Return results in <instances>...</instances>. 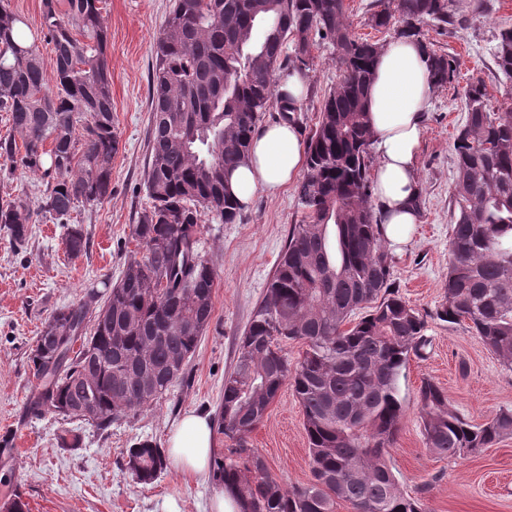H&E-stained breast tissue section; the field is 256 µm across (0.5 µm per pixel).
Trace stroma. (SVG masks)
<instances>
[{"mask_svg":"<svg viewBox=\"0 0 512 512\" xmlns=\"http://www.w3.org/2000/svg\"><path fill=\"white\" fill-rule=\"evenodd\" d=\"M459 24L423 27L439 52L453 56L451 87L434 92L417 157L421 187L418 224L408 243L392 251L395 291L425 319L427 343L400 378L405 416L391 450L401 490L421 497L429 512H512V438L475 454L440 457L425 445L418 390L429 379L444 388L456 410L479 424L499 408L512 407V370L486 347L467 323L440 321L436 311L448 279L450 196L455 178L453 142L466 122L464 89L483 80L491 111L504 108L512 81L498 71L493 52L502 27H512V0H458ZM112 113L120 150L112 162V194L96 207H78L70 222L81 225L87 250L72 258L65 226L40 217L24 245L0 226V436L14 440L16 455H0V497L21 495L28 512H209L220 488L212 475H190L175 466L154 483H136L125 451L148 439L166 448L184 412L217 416L224 375L237 358V344L261 300L290 225L300 223L296 187L277 196L259 192L236 223L205 214L200 250L216 272L214 314L191 356L185 375L151 406L101 429L30 411L37 381L30 356L43 323L56 310L105 292L137 252L132 228L149 204L144 178L149 157L150 86L156 43L169 0H103ZM309 93L293 118L309 133L322 100L342 75L330 47L312 50ZM41 179L0 161V196L24 195L38 205ZM249 443L284 486L310 478L307 437L299 402L282 386Z\"/></svg>","mask_w":512,"mask_h":512,"instance_id":"obj_1","label":"stroma"}]
</instances>
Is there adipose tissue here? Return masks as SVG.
Instances as JSON below:
<instances>
[{"instance_id":"1","label":"adipose tissue","mask_w":512,"mask_h":512,"mask_svg":"<svg viewBox=\"0 0 512 512\" xmlns=\"http://www.w3.org/2000/svg\"><path fill=\"white\" fill-rule=\"evenodd\" d=\"M432 83L423 46L410 37L389 43L375 64L368 93L372 146L378 156L374 202L384 238L391 246L406 244L419 214L417 156ZM305 148L294 124L286 121L259 128L246 159L229 172L232 193L248 205L257 192L277 195L299 177ZM213 428L208 414L191 410L174 426L169 457L181 471L206 474L211 466Z\"/></svg>"}]
</instances>
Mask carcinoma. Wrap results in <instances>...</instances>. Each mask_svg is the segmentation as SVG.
I'll use <instances>...</instances> for the list:
<instances>
[{"label": "carcinoma", "mask_w": 512, "mask_h": 512, "mask_svg": "<svg viewBox=\"0 0 512 512\" xmlns=\"http://www.w3.org/2000/svg\"><path fill=\"white\" fill-rule=\"evenodd\" d=\"M101 2L43 0L34 33L0 0V112L13 131L0 138V159L39 176L40 211L58 222L112 193L119 137ZM376 2L373 25L399 20L396 35L423 45L433 88L450 86L455 60L431 47L422 26L454 24L456 0ZM40 36L53 45L49 59L38 52ZM317 39L332 47L343 74L306 140L297 185L305 219L291 225L224 375L218 428L230 444L220 482L235 491L242 512H336L340 501L354 512H427L400 490L390 462L405 415L399 379L426 338L423 316L392 287V258L370 201L365 95L382 45L352 34L344 0H172L152 65L150 206L133 228L142 256L127 262L104 301L93 293L48 318L31 357L38 384L29 406L73 419L88 381L97 392L93 424L108 428L183 378L213 316L214 270L198 248L202 215L237 221L228 170L245 159L265 113L290 121L302 111L279 98L277 74L309 71ZM494 59L511 79V27L499 30ZM465 106L453 143L454 224L437 316L468 323L512 369V107L489 111L480 80L467 87ZM34 214L20 196L0 202V224L18 243L28 239ZM65 247L72 258L86 251L80 225L67 228ZM290 341L306 345L294 363ZM286 383L303 410L311 472L308 483L288 489L248 442ZM418 394L425 445L435 455L477 453L512 437V408L472 424L433 381H422ZM126 455L140 484L167 467L149 440Z\"/></svg>", "instance_id": "obj_1"}]
</instances>
